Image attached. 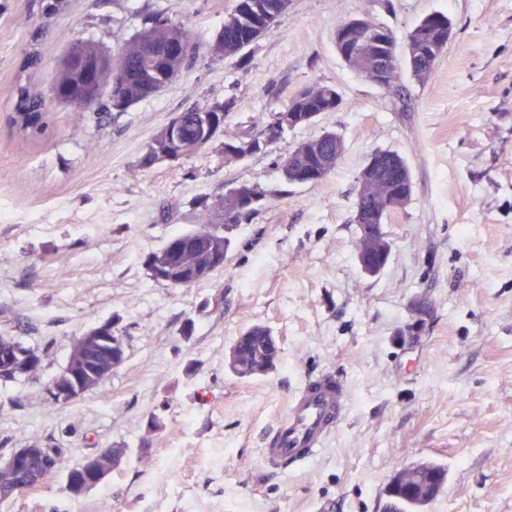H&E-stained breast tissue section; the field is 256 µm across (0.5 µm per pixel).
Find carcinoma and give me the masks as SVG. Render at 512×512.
<instances>
[{
  "label": "carcinoma",
  "instance_id": "cac0c4a2",
  "mask_svg": "<svg viewBox=\"0 0 512 512\" xmlns=\"http://www.w3.org/2000/svg\"><path fill=\"white\" fill-rule=\"evenodd\" d=\"M291 0H236L231 13L224 18L217 33L224 46V56L241 54L255 43L275 23L278 17L288 10ZM448 26V16L435 13L427 16L416 27L426 30L418 51L405 53V63L418 77L431 75L436 68V61L444 53L440 46L439 29ZM390 30L371 20L357 32L347 46L336 44V49L346 65L360 76H366L365 67L353 63L352 56L360 51L373 54L379 60L390 64L392 72L388 77L386 88H392L400 76V64L394 55V44L388 37ZM177 43L187 50V54L178 60L167 57L159 61L145 60L146 52L153 47H163L169 43ZM76 57L62 59L52 75V84L58 91L57 100L73 107L79 112L90 109H108L121 112L138 101L158 92L163 84L162 72L166 67L174 65L183 67L196 54L197 47L190 40L187 32L172 25L167 18L155 16L151 26L136 33L129 41L116 51H109L93 42L80 40ZM94 77L103 92L114 87L117 94L112 97L85 99L81 97L86 87V80ZM16 103L14 105V134L21 140H30L43 134L48 127L46 112L42 99L22 84L15 88ZM341 103L336 89L320 83L299 90L288 105L271 114L270 120L256 132L254 139L268 146L280 139L288 131V117L304 112H334ZM234 101L214 102L205 107H193L184 112L186 124L175 145L176 152L183 158L189 157L202 149V134L195 125V116L199 112H229ZM334 133H326L315 137L298 146L289 154L291 165L288 169V182H295V176L309 169L324 166L334 169L339 154L336 153ZM247 140L240 136H224V145L236 150L234 158L243 160L256 154V150L246 147ZM385 163L394 166L397 177L381 182L376 187L378 223H383L391 210L386 202L401 192H412V180L409 168L398 154L386 152ZM197 222L205 226L224 225V249H229L231 240L227 233L240 224H248L259 211L261 204H252L249 199H240L234 192L208 203L198 204ZM176 243L166 253L156 252L155 257L165 256L172 267L170 286L175 288L189 287L197 280L193 278L195 270L200 267L209 268L210 272L219 270L212 263L210 250L201 245L192 244L188 236L175 235ZM234 346L239 348L234 373L240 377L264 375L277 366L280 349L268 328L254 325L242 332L235 340Z\"/></svg>",
  "mask_w": 512,
  "mask_h": 512
}]
</instances>
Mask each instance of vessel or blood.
Here are the masks:
<instances>
[{"label": "vessel or blood", "mask_w": 512, "mask_h": 512, "mask_svg": "<svg viewBox=\"0 0 512 512\" xmlns=\"http://www.w3.org/2000/svg\"><path fill=\"white\" fill-rule=\"evenodd\" d=\"M347 408L342 379L324 373L306 380L265 441V463L274 469H287L316 456L343 422Z\"/></svg>", "instance_id": "vessel-or-blood-1"}]
</instances>
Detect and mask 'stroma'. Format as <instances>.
I'll use <instances>...</instances> for the list:
<instances>
[{"label":"stroma","instance_id":"1","mask_svg":"<svg viewBox=\"0 0 512 512\" xmlns=\"http://www.w3.org/2000/svg\"><path fill=\"white\" fill-rule=\"evenodd\" d=\"M236 0H0V328L49 346L38 375L0 383V457L58 446L64 469L109 448L126 456L72 496L62 474L0 512H389L402 467L433 463L445 483L423 512H512V0H292L245 56L209 46ZM453 23L427 78L401 69L397 91L360 77L336 51L351 18L398 45L427 15ZM162 15L199 51L162 91L121 112L73 111L51 91L68 49L112 50ZM42 62L23 70L29 41ZM41 96L49 129L12 130L15 86ZM336 86L337 111L246 159L221 141L149 168L142 155L176 115L234 99L226 133L256 132L305 86ZM344 141L313 185L278 167L303 141ZM398 153L413 181L387 216L391 245L374 275L353 222L370 155ZM271 193L235 227L222 269L186 288L155 280L149 255L195 229L194 203L242 184ZM111 323L125 359L67 403L47 385L73 342ZM276 337L275 370L228 368L236 336ZM330 372L348 412L324 451L289 472L269 468L265 435L310 376Z\"/></svg>","mask_w":512,"mask_h":512}]
</instances>
